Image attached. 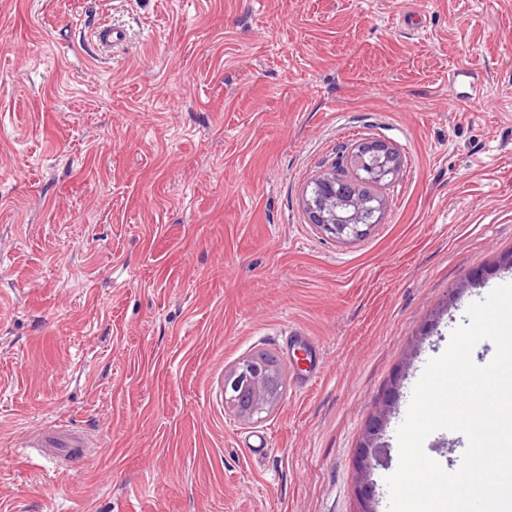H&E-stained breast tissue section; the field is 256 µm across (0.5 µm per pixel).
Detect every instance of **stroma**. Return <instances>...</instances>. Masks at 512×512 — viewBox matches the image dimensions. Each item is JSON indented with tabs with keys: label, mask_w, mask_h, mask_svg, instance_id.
I'll use <instances>...</instances> for the list:
<instances>
[{
	"label": "stroma",
	"mask_w": 512,
	"mask_h": 512,
	"mask_svg": "<svg viewBox=\"0 0 512 512\" xmlns=\"http://www.w3.org/2000/svg\"><path fill=\"white\" fill-rule=\"evenodd\" d=\"M365 141L402 165L341 242L306 190ZM508 283L512 0H0V512H360L369 422ZM57 419L91 457L15 452ZM276 375V369L261 357L242 360L224 374L221 390L225 402L237 408L242 418H253L278 397L268 390V380ZM245 394L250 397L248 406L242 405Z\"/></svg>",
	"instance_id": "obj_1"
}]
</instances>
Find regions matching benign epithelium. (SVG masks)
<instances>
[{
    "label": "benign epithelium",
    "instance_id": "7a95c632",
    "mask_svg": "<svg viewBox=\"0 0 512 512\" xmlns=\"http://www.w3.org/2000/svg\"><path fill=\"white\" fill-rule=\"evenodd\" d=\"M320 228L339 241H355L370 228L368 224H322ZM277 375L276 369L261 357L247 358L224 374V400L238 409L240 416L250 419L261 413L276 399L268 390V380ZM384 417L375 418L366 430L358 470L359 482L370 481L375 466L385 460L386 449L380 445Z\"/></svg>",
    "mask_w": 512,
    "mask_h": 512
}]
</instances>
